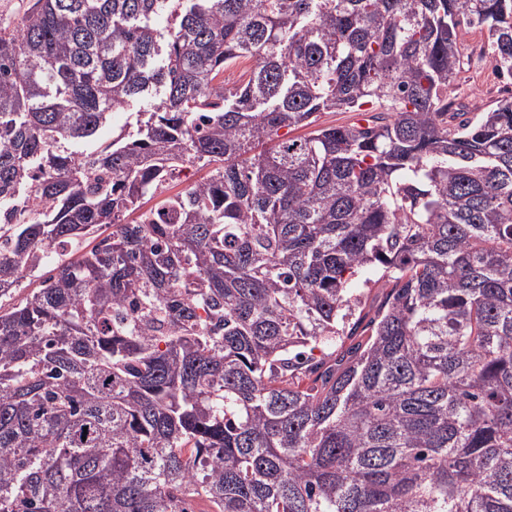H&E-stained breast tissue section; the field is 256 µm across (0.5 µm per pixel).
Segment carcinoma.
Here are the masks:
<instances>
[{
  "mask_svg": "<svg viewBox=\"0 0 512 512\" xmlns=\"http://www.w3.org/2000/svg\"><path fill=\"white\" fill-rule=\"evenodd\" d=\"M474 26L512 79V0L0 28V512H512V100L449 111ZM149 108L146 103L136 102L127 109H121L114 113H112L110 119L108 120L106 126L100 132L99 140H111L112 139V130L115 133H118L121 129H130L135 126L136 122V112L139 109Z\"/></svg>",
  "mask_w": 512,
  "mask_h": 512,
  "instance_id": "carcinoma-1",
  "label": "carcinoma"
}]
</instances>
